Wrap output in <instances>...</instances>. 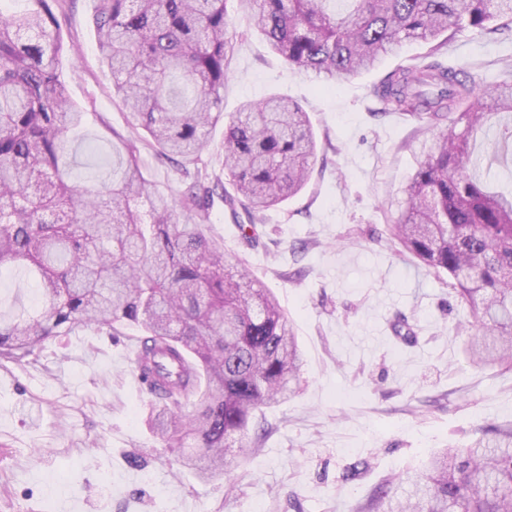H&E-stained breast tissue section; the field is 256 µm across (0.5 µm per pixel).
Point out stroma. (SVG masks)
<instances>
[{"label": "stroma", "instance_id": "stroma-1", "mask_svg": "<svg viewBox=\"0 0 512 512\" xmlns=\"http://www.w3.org/2000/svg\"><path fill=\"white\" fill-rule=\"evenodd\" d=\"M96 5L57 6L61 79L88 114L66 155L82 183L110 174L114 137L131 133L98 49ZM226 12L225 114L279 94L308 112L320 144L305 189L262 214L255 250L238 229L247 216L233 218L224 203L223 124L198 163L205 232L287 313L304 356L299 391L265 411L266 435L236 457L230 480L204 483L147 426L152 399L131 375L135 329L57 337L23 362L0 361V512H362L386 480L432 450L512 423V371L471 364L461 328L470 313L447 275L404 262L385 233L406 206L429 131L425 120L381 112L373 88L426 45L406 44L377 70L326 82L288 67L236 0ZM443 60L488 90L512 66V39L465 30ZM140 162L160 192H189L192 178L150 148L141 147ZM34 297L24 271H0V311ZM398 312L416 344L395 339Z\"/></svg>", "mask_w": 512, "mask_h": 512}]
</instances>
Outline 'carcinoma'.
<instances>
[{"label": "carcinoma", "instance_id": "obj_1", "mask_svg": "<svg viewBox=\"0 0 512 512\" xmlns=\"http://www.w3.org/2000/svg\"><path fill=\"white\" fill-rule=\"evenodd\" d=\"M58 0L0 10V271L40 276L37 305L0 315V360L20 362L49 339L129 325L135 362L151 382L153 433L205 482L230 474L229 442L255 413L296 392L303 358L288 317L201 224L198 195L158 194L137 148L122 142L112 179L71 180L62 166L85 112L58 73L64 53ZM270 48L326 81L375 68L405 42L429 51L373 89L382 112L436 128L385 233L399 255L448 275L476 330L465 343L478 367L512 370V71L482 91L435 59L458 32L512 33V0H238ZM113 99L156 154L195 163L224 118L232 45L224 0H98L94 17ZM494 139L491 151L474 139ZM317 160L308 113L280 95L243 104L224 124V202L248 218L296 196ZM391 327L417 339L407 317ZM368 512H512V426L487 424L463 447L433 452L421 472L385 482Z\"/></svg>", "mask_w": 512, "mask_h": 512}]
</instances>
